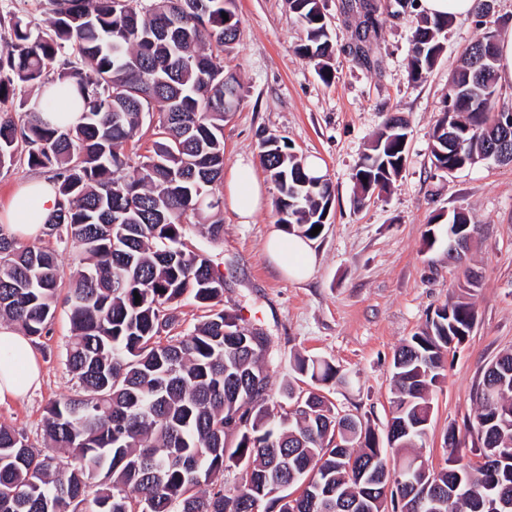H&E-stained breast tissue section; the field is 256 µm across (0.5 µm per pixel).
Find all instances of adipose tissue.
Segmentation results:
<instances>
[{
  "mask_svg": "<svg viewBox=\"0 0 512 512\" xmlns=\"http://www.w3.org/2000/svg\"><path fill=\"white\" fill-rule=\"evenodd\" d=\"M224 200L239 223H251L265 202V187L252 160L239 159L224 180ZM58 204L54 185L32 179L16 191L4 219L10 234L20 239L36 237ZM266 250L277 267L294 280L307 279L313 254L307 239L272 232ZM40 369L34 344L23 333L0 326V401L25 395L38 384Z\"/></svg>",
  "mask_w": 512,
  "mask_h": 512,
  "instance_id": "1",
  "label": "adipose tissue"
}]
</instances>
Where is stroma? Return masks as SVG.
<instances>
[{"mask_svg": "<svg viewBox=\"0 0 512 512\" xmlns=\"http://www.w3.org/2000/svg\"><path fill=\"white\" fill-rule=\"evenodd\" d=\"M344 3L321 0L334 45L330 80H322L316 63L299 53L303 31L288 0H235L237 39L218 59L243 91L224 122L225 166L258 157L269 136L325 165L332 205L321 236L311 243L310 277H286L266 252L267 237L280 223L272 204L279 190L264 170L259 176L271 204L253 223H238L225 209L221 240L192 231L187 243L223 273L225 310L241 326L258 325L271 336L282 359L273 386L291 377L294 355L331 361L346 381L320 385V392L380 436L390 417L395 350L435 309L457 299L473 302L474 327L449 350L447 378L432 396L423 454L438 464L449 429L473 422V390L485 370L512 352V163L487 160L443 173L432 163V133L463 48L489 31L501 40L512 37V0H493L491 12L481 17L454 19L441 56L420 84L407 77L415 17L396 14L394 0H379L382 25L360 55L358 20ZM392 115L408 122L402 173L389 190L358 203L352 173ZM456 210L476 226L462 265L448 255L446 216ZM468 268L478 275L477 287L465 285ZM70 335L68 314L57 308L49 335L35 342L39 386L0 402V424L24 431L39 450L47 406L78 390L65 365Z\"/></svg>", "mask_w": 512, "mask_h": 512, "instance_id": "obj_1", "label": "stroma"}]
</instances>
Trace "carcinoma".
Masks as SVG:
<instances>
[{
    "mask_svg": "<svg viewBox=\"0 0 512 512\" xmlns=\"http://www.w3.org/2000/svg\"><path fill=\"white\" fill-rule=\"evenodd\" d=\"M234 0H46L49 25L10 17L0 46V102L16 90L76 88L83 112L75 125L43 119L39 100L17 124L0 110V170L20 159L49 174L58 194L43 233L71 253L66 295L72 336L66 365L80 391L46 408L44 437L52 452L32 450L24 433L0 424V512H486V487L512 485V353L484 372L467 428L490 460L473 464L448 432L445 464H427L431 394L446 378L445 358L458 329H470L475 308L445 304L394 354L392 416L386 446L361 418L297 382L341 384L331 362L295 356L296 378L274 396L278 360L262 331L224 333V275L187 248L186 227L212 241L220 209L214 186L224 181V99L238 104L242 86L224 79L214 52L236 40ZM303 27L300 52L330 56L328 24L318 0H291ZM417 19L409 77L423 82L441 51L449 17H431L418 0H395ZM377 29L381 13L367 0H345ZM470 43L451 77L455 91L436 121L431 154L448 172L484 160L512 136L499 107L498 46ZM491 59L485 60L486 52ZM157 116L151 148L137 162L125 152L145 117ZM407 122L390 117L371 153L357 164V189L384 191L401 172L398 138ZM262 161L279 187L280 222L308 240L331 200L329 183L310 177L305 160L283 144L261 143ZM475 226L452 212L448 230L467 248ZM57 254L21 244L0 225V318L41 338L58 304ZM141 301L135 302V296ZM207 308L180 336L179 303ZM241 421L225 444L224 424ZM246 472L224 484V471ZM333 495L283 501L267 485L310 473ZM428 486L436 505L415 508L414 485Z\"/></svg>",
    "mask_w": 512,
    "mask_h": 512,
    "instance_id": "1",
    "label": "carcinoma"
}]
</instances>
